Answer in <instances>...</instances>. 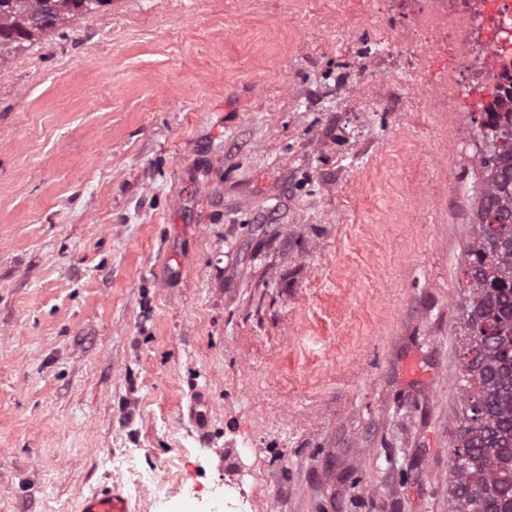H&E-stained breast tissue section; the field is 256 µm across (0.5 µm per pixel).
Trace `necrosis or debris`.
I'll list each match as a JSON object with an SVG mask.
<instances>
[{
	"label": "necrosis or debris",
	"instance_id": "1",
	"mask_svg": "<svg viewBox=\"0 0 512 512\" xmlns=\"http://www.w3.org/2000/svg\"><path fill=\"white\" fill-rule=\"evenodd\" d=\"M482 3L492 24L493 39L478 60L490 84L484 106L488 112H512V0H371L380 24L377 35L424 57L448 51V21L466 19L475 3ZM264 476L253 475L249 486L228 484L210 489L224 512H251L264 499Z\"/></svg>",
	"mask_w": 512,
	"mask_h": 512
}]
</instances>
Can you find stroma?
Listing matches in <instances>:
<instances>
[{"instance_id": "stroma-1", "label": "stroma", "mask_w": 512, "mask_h": 512, "mask_svg": "<svg viewBox=\"0 0 512 512\" xmlns=\"http://www.w3.org/2000/svg\"><path fill=\"white\" fill-rule=\"evenodd\" d=\"M368 10L111 0L0 61V512H77L109 453L163 475L143 512L254 471L276 512H448L488 36L432 112Z\"/></svg>"}]
</instances>
